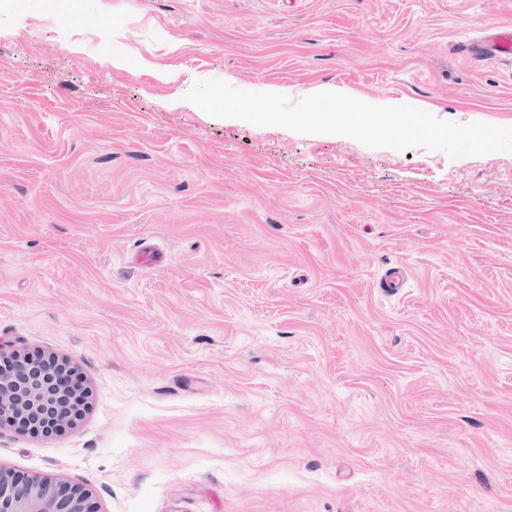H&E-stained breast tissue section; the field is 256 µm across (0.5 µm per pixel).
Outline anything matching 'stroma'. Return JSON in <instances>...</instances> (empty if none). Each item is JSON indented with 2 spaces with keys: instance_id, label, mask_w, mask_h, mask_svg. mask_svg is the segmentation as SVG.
<instances>
[{
  "instance_id": "stroma-1",
  "label": "stroma",
  "mask_w": 512,
  "mask_h": 512,
  "mask_svg": "<svg viewBox=\"0 0 512 512\" xmlns=\"http://www.w3.org/2000/svg\"><path fill=\"white\" fill-rule=\"evenodd\" d=\"M506 24L512 0H0V350L91 389L51 436L0 428V463L97 512H512V153L184 99L512 127V59L475 56Z\"/></svg>"
}]
</instances>
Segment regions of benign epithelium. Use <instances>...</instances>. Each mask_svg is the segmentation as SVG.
<instances>
[{
	"label": "benign epithelium",
	"mask_w": 512,
	"mask_h": 512,
	"mask_svg": "<svg viewBox=\"0 0 512 512\" xmlns=\"http://www.w3.org/2000/svg\"><path fill=\"white\" fill-rule=\"evenodd\" d=\"M86 392L76 390L53 362L16 351L0 353V427L36 432L43 424L61 429L73 424ZM0 512H95L87 492L55 484L32 474L15 475L0 463Z\"/></svg>",
	"instance_id": "obj_1"
}]
</instances>
